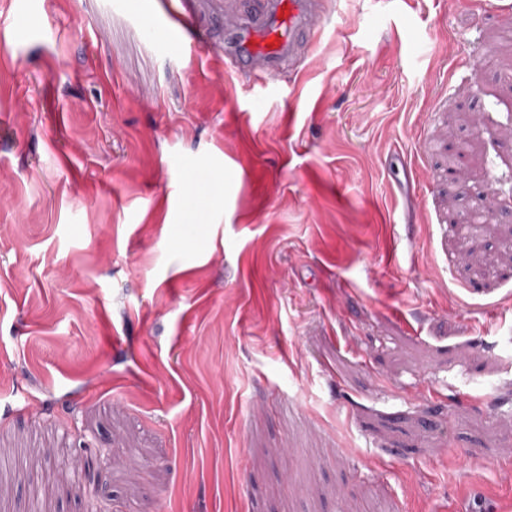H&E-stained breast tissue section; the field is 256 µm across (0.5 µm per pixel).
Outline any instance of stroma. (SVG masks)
I'll return each mask as SVG.
<instances>
[{
    "label": "stroma",
    "instance_id": "35a3bbf8",
    "mask_svg": "<svg viewBox=\"0 0 512 512\" xmlns=\"http://www.w3.org/2000/svg\"><path fill=\"white\" fill-rule=\"evenodd\" d=\"M0 0V512H512V0ZM327 17V0H264L249 12L236 0L225 1V74L264 84L287 68L297 69L323 34ZM270 42L276 46L268 49ZM142 22L151 34L162 30L170 38H180L182 34L187 32L186 21L172 13L164 14L163 22H159L155 19L142 20Z\"/></svg>",
    "mask_w": 512,
    "mask_h": 512
}]
</instances>
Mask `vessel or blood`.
<instances>
[{"label": "vessel or blood", "mask_w": 512, "mask_h": 512, "mask_svg": "<svg viewBox=\"0 0 512 512\" xmlns=\"http://www.w3.org/2000/svg\"><path fill=\"white\" fill-rule=\"evenodd\" d=\"M327 17V0H263L259 10L249 12L237 0H225V74L264 84L297 68L323 34ZM144 26L171 38L187 31L186 21L172 13Z\"/></svg>", "instance_id": "obj_1"}]
</instances>
